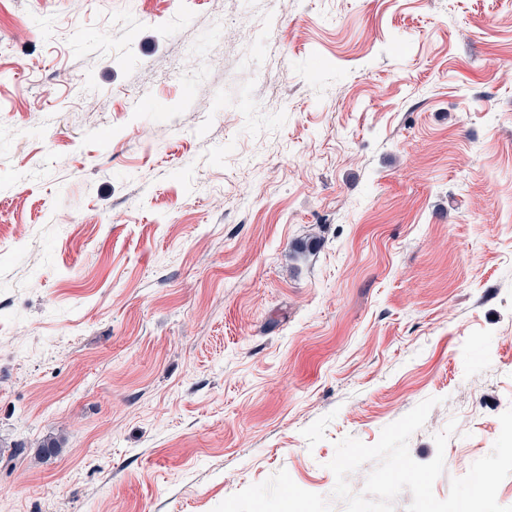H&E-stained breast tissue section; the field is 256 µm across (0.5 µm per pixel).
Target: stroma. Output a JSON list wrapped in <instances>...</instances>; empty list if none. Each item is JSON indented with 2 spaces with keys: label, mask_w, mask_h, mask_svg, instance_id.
<instances>
[{
  "label": "stroma",
  "mask_w": 512,
  "mask_h": 512,
  "mask_svg": "<svg viewBox=\"0 0 512 512\" xmlns=\"http://www.w3.org/2000/svg\"><path fill=\"white\" fill-rule=\"evenodd\" d=\"M430 397L443 499L512 407V0H0V512L327 497Z\"/></svg>",
  "instance_id": "35a3bbf8"
}]
</instances>
